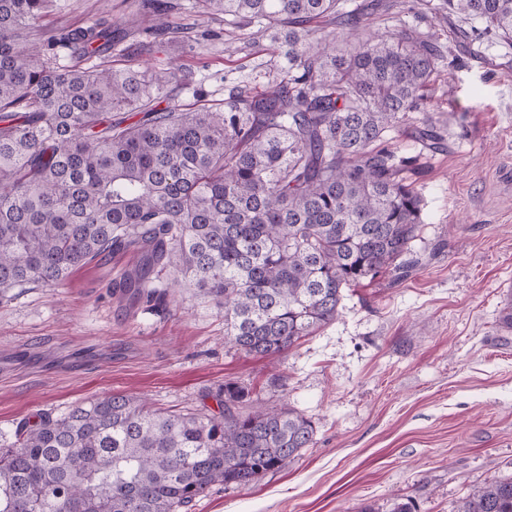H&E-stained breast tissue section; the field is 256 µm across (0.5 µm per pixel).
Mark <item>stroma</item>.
<instances>
[{"label":"stroma","instance_id":"obj_1","mask_svg":"<svg viewBox=\"0 0 512 512\" xmlns=\"http://www.w3.org/2000/svg\"><path fill=\"white\" fill-rule=\"evenodd\" d=\"M175 3L167 21L180 35L159 43L135 0H49L35 27L47 37L109 14L142 45L135 59L115 47L110 67L177 60L188 80L175 104L195 107L202 93L223 106L269 62L268 41L244 45L195 0ZM470 26L433 24L447 57L463 58L428 92L443 150L392 141L416 157L424 203L421 263L407 278L346 290L334 322L273 359L225 345L223 308L195 289H170L154 309L124 295L130 252L58 286L14 289L0 300V447L45 411L124 393L184 413L232 380L311 420L315 442L254 485H214L191 512H453L511 478L512 331L499 319L512 304V45L483 38L461 54L454 32Z\"/></svg>","mask_w":512,"mask_h":512}]
</instances>
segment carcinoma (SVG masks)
I'll use <instances>...</instances> for the list:
<instances>
[{
  "label": "carcinoma",
  "instance_id": "cac0c4a2",
  "mask_svg": "<svg viewBox=\"0 0 512 512\" xmlns=\"http://www.w3.org/2000/svg\"><path fill=\"white\" fill-rule=\"evenodd\" d=\"M46 2L0 0V299L131 251L124 293L164 304L166 272L224 307L227 342L272 358L335 321L345 289L418 266L423 201L391 134L444 148L429 117L402 127L428 111L444 48L406 23L359 39L400 0H197L238 39L268 37L278 61L224 109L189 112L163 105L175 68L56 67L59 48L105 59L127 32L102 16L34 45ZM446 6L482 23L456 38L512 43V0ZM169 8L139 2L157 36ZM216 404L165 413L110 394L21 421L0 448V512H189L212 486H249L314 444L310 420L237 382ZM454 512H512V478Z\"/></svg>",
  "mask_w": 512,
  "mask_h": 512
}]
</instances>
